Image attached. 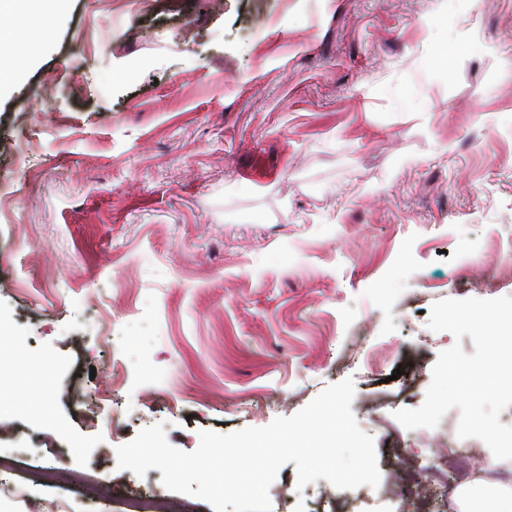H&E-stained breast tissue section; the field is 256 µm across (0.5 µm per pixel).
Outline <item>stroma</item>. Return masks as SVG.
I'll use <instances>...</instances> for the list:
<instances>
[{
  "label": "stroma",
  "instance_id": "stroma-1",
  "mask_svg": "<svg viewBox=\"0 0 512 512\" xmlns=\"http://www.w3.org/2000/svg\"><path fill=\"white\" fill-rule=\"evenodd\" d=\"M257 4L270 23L250 36ZM23 38L0 85V512L181 503L160 470L118 469L117 446L160 422L191 452L347 378L381 477L398 440L427 470L428 436L394 413L455 341L431 307L512 296V0H68ZM430 55L445 73L425 85ZM49 74L62 92L35 104ZM107 377L93 426L70 391ZM40 466L52 483L30 481ZM269 497L417 512L366 485L298 488L291 462Z\"/></svg>",
  "mask_w": 512,
  "mask_h": 512
}]
</instances>
